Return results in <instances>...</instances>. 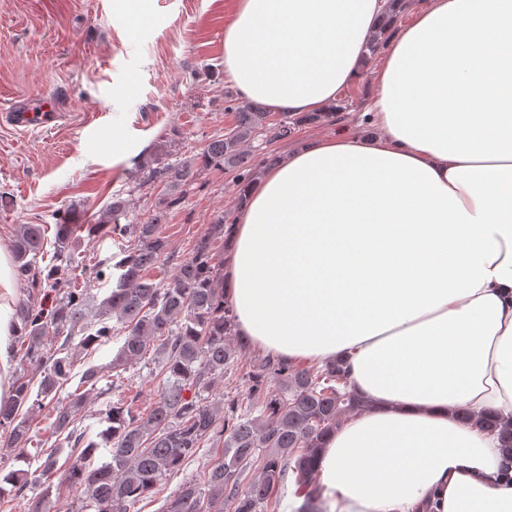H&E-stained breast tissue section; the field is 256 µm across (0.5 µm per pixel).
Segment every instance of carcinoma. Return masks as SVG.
<instances>
[{"label": "carcinoma", "mask_w": 512, "mask_h": 512, "mask_svg": "<svg viewBox=\"0 0 512 512\" xmlns=\"http://www.w3.org/2000/svg\"><path fill=\"white\" fill-rule=\"evenodd\" d=\"M235 112L233 126L212 137L197 155L169 161L165 149L139 165L131 193L158 190L157 202L146 219L121 223L132 197L118 193L98 219L85 225L90 236L112 235L121 243L115 262L93 267L97 279L112 283L99 303V313L88 318L94 297L75 288L69 277L74 263L73 225H56L49 263L37 224H22L11 245L14 276L27 300L14 309L21 361L32 375L19 374L11 382L10 398L0 404V446L23 452L34 438L30 418L44 409L54 417L51 449L40 455L34 471L11 470L0 484L21 492L52 484V479L84 497L94 512H129L153 494L163 476L180 470L185 461L207 448L213 462L200 479L187 481L168 496L161 512H277L288 481L303 499L298 512H327L315 494V457L324 436L367 404L347 391V372L339 364L324 367L298 365L266 357L262 370L252 375V402L238 412L229 395L212 397L215 380L236 376L239 354L249 342L237 333L236 314L224 296V264L216 258L213 242L228 240L231 223L219 215L197 241L191 255L172 276L157 281L149 270L170 258L163 235L168 208L182 199L183 187L204 170H239L238 199L245 197L256 168L249 144L262 137L284 139L301 122L319 123L325 113L293 121L281 113L277 123L257 102L235 101L224 92ZM54 295L51 304L45 297ZM80 337V348L94 355L109 343L117 351L107 364L88 360L75 371L78 354L70 344ZM156 347L161 358L159 376L165 378L159 399L144 414L136 398L112 404L95 435L77 418L88 393L73 392L67 399L58 390L73 378L94 391L109 373L121 371ZM490 431H500L502 452L512 459V424L483 411L468 415ZM70 448L59 462L61 448Z\"/></svg>", "instance_id": "obj_1"}]
</instances>
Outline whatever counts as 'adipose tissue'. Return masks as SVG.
<instances>
[{"label":"adipose tissue","instance_id":"obj_1","mask_svg":"<svg viewBox=\"0 0 512 512\" xmlns=\"http://www.w3.org/2000/svg\"><path fill=\"white\" fill-rule=\"evenodd\" d=\"M384 0H236L224 77L300 116L362 75ZM373 133L310 139L252 183L224 293L281 359L343 361L369 407L323 439L328 512H512V0H428L387 45ZM14 279L0 247V402ZM469 419H472L475 424L480 427L486 428L491 432L499 430L502 441V452L506 457L512 459V422L510 425L502 423L496 417L490 413L479 411L473 412L468 415Z\"/></svg>","mask_w":512,"mask_h":512}]
</instances>
